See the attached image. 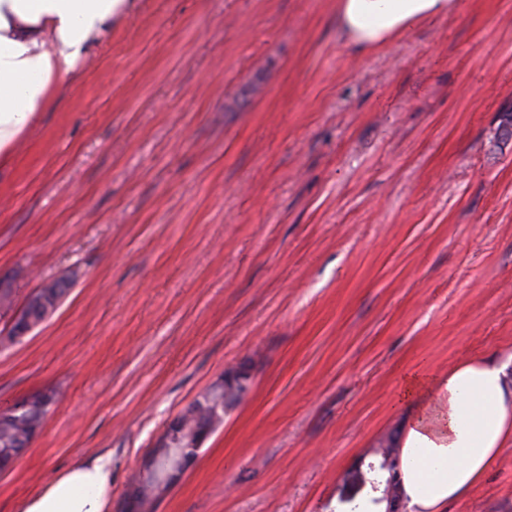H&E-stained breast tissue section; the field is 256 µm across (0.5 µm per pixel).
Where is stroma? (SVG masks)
<instances>
[{
  "mask_svg": "<svg viewBox=\"0 0 512 512\" xmlns=\"http://www.w3.org/2000/svg\"><path fill=\"white\" fill-rule=\"evenodd\" d=\"M336 0H137L0 167V281L61 305L0 350V411L48 392L0 512L112 458L252 364L155 512H333L407 411L403 371L512 356V0L386 48ZM449 512H512V447Z\"/></svg>",
  "mask_w": 512,
  "mask_h": 512,
  "instance_id": "1",
  "label": "stroma"
}]
</instances>
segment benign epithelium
Masks as SVG:
<instances>
[{
	"mask_svg": "<svg viewBox=\"0 0 512 512\" xmlns=\"http://www.w3.org/2000/svg\"><path fill=\"white\" fill-rule=\"evenodd\" d=\"M250 368L241 364L224 372L209 387L216 397L209 409L190 404L166 426L153 449L145 456L137 483L125 493L120 512H151L155 502L178 482L179 474L217 427L224 407L239 402L247 393Z\"/></svg>",
	"mask_w": 512,
	"mask_h": 512,
	"instance_id": "7a95c632",
	"label": "benign epithelium"
}]
</instances>
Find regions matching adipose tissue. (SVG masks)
Listing matches in <instances>:
<instances>
[{
    "label": "adipose tissue",
    "instance_id": "adipose-tissue-1",
    "mask_svg": "<svg viewBox=\"0 0 512 512\" xmlns=\"http://www.w3.org/2000/svg\"><path fill=\"white\" fill-rule=\"evenodd\" d=\"M134 0H0V165L13 161L74 74L112 33ZM456 0H336V27L360 51L381 49L413 28L454 12ZM408 414L396 438L393 498L366 490L354 512H448L512 446V362L478 355L430 373H405ZM112 459L100 455L55 475L19 512H110Z\"/></svg>",
    "mask_w": 512,
    "mask_h": 512
}]
</instances>
